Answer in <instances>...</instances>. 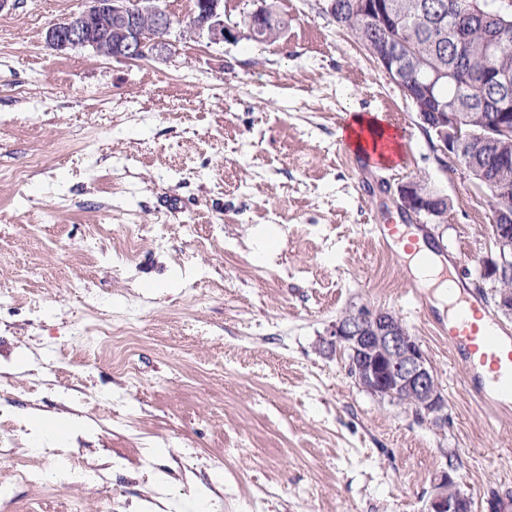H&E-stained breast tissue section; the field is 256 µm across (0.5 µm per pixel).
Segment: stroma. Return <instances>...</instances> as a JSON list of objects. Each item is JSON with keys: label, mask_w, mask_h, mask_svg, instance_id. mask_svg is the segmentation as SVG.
I'll use <instances>...</instances> for the list:
<instances>
[{"label": "stroma", "mask_w": 512, "mask_h": 512, "mask_svg": "<svg viewBox=\"0 0 512 512\" xmlns=\"http://www.w3.org/2000/svg\"><path fill=\"white\" fill-rule=\"evenodd\" d=\"M274 42L181 39L194 0H161L176 54L117 61L44 43L82 0H24L0 13V413L26 426L0 455V512H424L449 472L488 512L512 494V414L492 419L406 293L409 269L373 227L400 223L397 187L418 178L448 199L424 222L462 292L494 311L480 280L492 242L486 199L442 164L400 89L323 10L270 0ZM392 116L404 163L357 183L337 135L357 113ZM156 239L125 259L130 231ZM47 301L34 311L33 290ZM365 304L399 317L446 399L440 418L372 395L325 340ZM143 334L114 369L91 336L125 316ZM53 375L51 388L36 387ZM68 416L84 433L44 434ZM61 448L63 479L14 489L24 465ZM109 477L97 490L93 468Z\"/></svg>", "instance_id": "stroma-1"}]
</instances>
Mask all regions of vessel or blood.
Wrapping results in <instances>:
<instances>
[{"instance_id":"b4317fda","label":"vessel or blood","mask_w":512,"mask_h":512,"mask_svg":"<svg viewBox=\"0 0 512 512\" xmlns=\"http://www.w3.org/2000/svg\"><path fill=\"white\" fill-rule=\"evenodd\" d=\"M436 328L478 403L492 411L512 408V333L473 298L459 304L451 320Z\"/></svg>"}]
</instances>
